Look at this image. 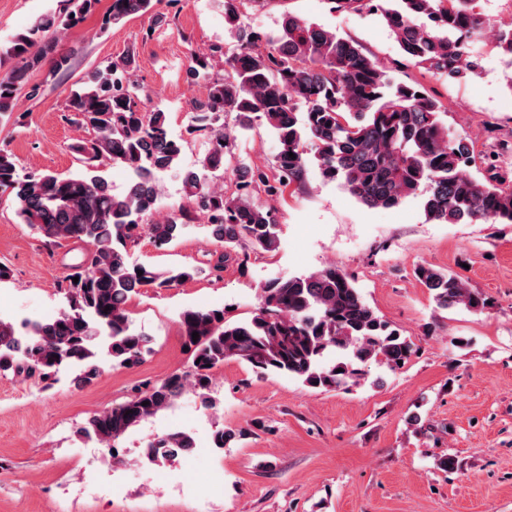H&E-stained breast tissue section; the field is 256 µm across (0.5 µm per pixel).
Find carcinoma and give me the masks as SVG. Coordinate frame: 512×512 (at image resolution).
Returning a JSON list of instances; mask_svg holds the SVG:
<instances>
[{
    "mask_svg": "<svg viewBox=\"0 0 512 512\" xmlns=\"http://www.w3.org/2000/svg\"><path fill=\"white\" fill-rule=\"evenodd\" d=\"M67 2L62 12L37 18L4 51L12 65L0 73L1 116L15 112L32 73L43 71L49 80L70 70L71 57L59 50L60 38L82 24L100 0ZM272 2L224 0L225 26L236 44L227 52L215 48L224 54L223 74L212 72L210 57L192 55L191 74L206 82L207 97L189 113L186 132L203 139L204 152L182 183L201 223H194L184 207L163 223L152 220L162 201V177L179 166L186 140L171 132L168 113L145 104L131 55L108 61L74 84L73 122L90 133L71 146L81 169L65 176L26 172L12 153L0 149V190L13 196L21 223L48 246L71 241L85 247L60 284L66 305L55 318L25 320L19 327L0 318V374L37 378L49 388L68 371L81 388L108 366L142 364L153 338L134 327L132 299L145 288L168 290L185 278L220 273L233 255L243 265L252 252L276 253L279 224L261 196L301 188L312 167L369 207L390 208L420 197L428 219L439 224H512V187L492 174L478 177L470 171L474 142L443 121L448 107L436 92L418 80L395 82L355 42L291 13L275 34L244 24L248 9ZM326 4L331 12L381 17L402 54L424 76L461 82L481 66L488 16L480 0ZM152 7L153 0H111L100 31ZM261 41L268 46L264 54L254 50ZM229 114L235 115L232 132L225 122ZM259 126L278 142L272 176L235 159V134ZM111 162L129 171L119 194L106 175ZM230 164L239 176L226 186L224 167ZM196 235L224 251L214 252L215 259L204 266L166 270L133 260L131 250L144 238L164 248ZM413 276L440 308L479 313L490 305L454 272L418 265ZM222 314L211 308L183 311L179 325L191 352L189 369L146 384L132 398L90 417L76 434L116 459L131 429L184 396L191 393L205 406H215L214 369L231 359L260 374H286L309 388L330 391L359 383L372 361L396 367L412 353L410 342L334 264L268 280L245 321L228 322ZM239 436L221 427L212 441L224 448ZM194 448L189 433L170 431L150 441L144 457L164 465Z\"/></svg>",
    "mask_w": 512,
    "mask_h": 512,
    "instance_id": "cac0c4a2",
    "label": "carcinoma"
}]
</instances>
